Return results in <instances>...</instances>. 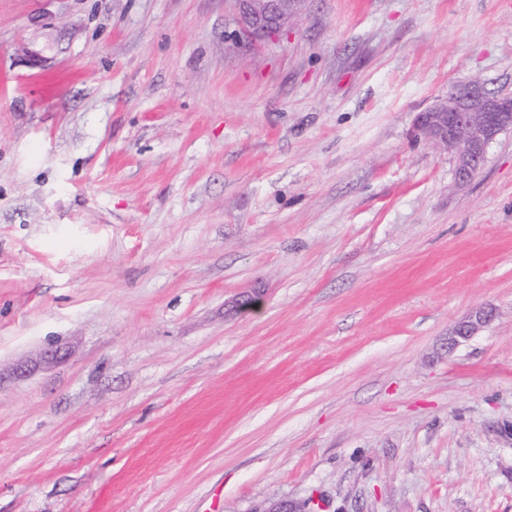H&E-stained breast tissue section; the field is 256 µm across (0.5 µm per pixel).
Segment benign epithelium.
Instances as JSON below:
<instances>
[{
	"label": "benign epithelium",
	"instance_id": "1",
	"mask_svg": "<svg viewBox=\"0 0 512 512\" xmlns=\"http://www.w3.org/2000/svg\"><path fill=\"white\" fill-rule=\"evenodd\" d=\"M240 43H259L290 32L291 20L305 0H231ZM415 126L427 140L448 151L457 183L464 185L480 170L488 149L504 132H512V94H493L477 83L454 86L416 116ZM492 308L476 307L451 328L446 348L453 353L495 319ZM322 499H273L262 512H322Z\"/></svg>",
	"mask_w": 512,
	"mask_h": 512
}]
</instances>
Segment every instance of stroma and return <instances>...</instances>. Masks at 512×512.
Here are the masks:
<instances>
[{"label": "stroma", "mask_w": 512, "mask_h": 512, "mask_svg": "<svg viewBox=\"0 0 512 512\" xmlns=\"http://www.w3.org/2000/svg\"><path fill=\"white\" fill-rule=\"evenodd\" d=\"M474 78L512 0L253 49L228 0H0V512H512V133L460 186L415 128ZM495 317L494 309L476 307L460 318L448 334L445 346L448 349V355L485 330L494 321ZM323 509L322 499L309 496L304 499H273L268 501L260 512H320Z\"/></svg>", "instance_id": "stroma-1"}]
</instances>
